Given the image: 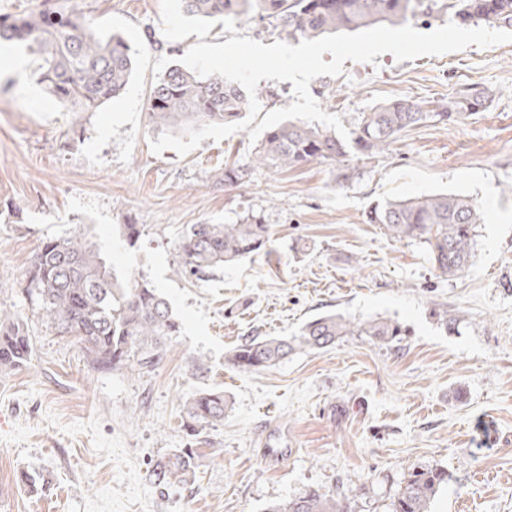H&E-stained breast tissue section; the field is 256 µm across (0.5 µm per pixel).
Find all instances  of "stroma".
I'll list each match as a JSON object with an SVG mask.
<instances>
[{"instance_id": "35a3bbf8", "label": "stroma", "mask_w": 512, "mask_h": 512, "mask_svg": "<svg viewBox=\"0 0 512 512\" xmlns=\"http://www.w3.org/2000/svg\"><path fill=\"white\" fill-rule=\"evenodd\" d=\"M76 2L134 53L129 83L98 111L58 105L35 57L0 44V309L23 317L34 346L28 364L0 369V512H263L310 486L363 490L356 512H387L408 468L429 465L448 471L431 512H512V43L348 60L341 76L312 80L321 109L349 129L400 97L493 93L476 114L405 132L340 187L327 162L254 166L244 131L184 157L154 154L150 87L197 36L168 40L160 0ZM228 164L246 172L238 187L224 185ZM435 193L483 210L472 264L453 279L423 245L366 220L385 200ZM249 212L271 226L266 253L201 280L174 274L183 228ZM129 223L144 227L133 247ZM80 231L118 276L144 273L181 324L144 374L94 369L22 291L43 241ZM442 309L455 330L440 326ZM326 313L391 318L407 335L391 349L349 336L252 373L228 364L246 338L291 336ZM208 388L231 406L194 444L182 405ZM191 444L195 483L156 490L155 461ZM22 470L38 475L37 490L17 483Z\"/></svg>"}]
</instances>
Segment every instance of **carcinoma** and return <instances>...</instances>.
Wrapping results in <instances>:
<instances>
[{
  "instance_id": "cac0c4a2",
  "label": "carcinoma",
  "mask_w": 512,
  "mask_h": 512,
  "mask_svg": "<svg viewBox=\"0 0 512 512\" xmlns=\"http://www.w3.org/2000/svg\"><path fill=\"white\" fill-rule=\"evenodd\" d=\"M448 10L459 26L473 23L512 25V0H183V12L208 19L250 16L269 21L290 40L316 39L341 30L378 24L400 25L435 8ZM26 45L37 57L39 78L50 96L75 112H94L117 97L134 69L127 42L104 36L71 0H37L20 14H0V41ZM491 98L487 90L464 86L446 99L424 105L399 98L362 113L345 141L333 133L285 122L268 130L255 154L260 165L292 169L314 160L336 166L340 187L358 175L350 157L373 159L389 151L406 131L426 123L446 124L477 112ZM248 105L242 89L213 75L201 78L177 65L150 89L148 115L157 127L181 131L188 124L231 122ZM371 224L383 225L397 241L426 246L435 269L458 277L474 256L482 211L470 197L456 193L388 200L368 211ZM271 225L248 214L235 224H190L175 243V275L201 280L217 268L264 251ZM25 293L58 333L73 336L98 369L144 373L160 359L163 346L180 333L169 301L142 274L120 279L107 258L83 233L43 242L26 276ZM366 336L385 347L401 344L405 330L395 320L354 322L338 313L318 315L294 336L252 338L238 345L228 362L241 372L276 365L299 352L324 351L347 336ZM32 340L16 313L0 310V368H15L31 359ZM224 392L203 389L183 404L188 436L199 437L224 420ZM149 478L161 489L188 485L196 478V452L179 448L160 458ZM448 483L437 466L411 467L400 482L389 512H429L431 500ZM351 498L308 488L263 512H355Z\"/></svg>"
}]
</instances>
